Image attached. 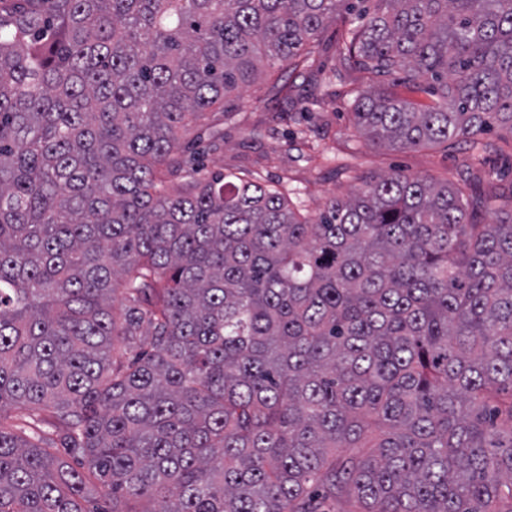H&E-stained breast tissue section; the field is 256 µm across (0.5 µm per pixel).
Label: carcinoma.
I'll list each match as a JSON object with an SVG mask.
<instances>
[{"mask_svg": "<svg viewBox=\"0 0 512 512\" xmlns=\"http://www.w3.org/2000/svg\"><path fill=\"white\" fill-rule=\"evenodd\" d=\"M336 2L0 0V512H512V210L183 169ZM344 2L372 145L512 131V0Z\"/></svg>", "mask_w": 512, "mask_h": 512, "instance_id": "obj_1", "label": "carcinoma"}]
</instances>
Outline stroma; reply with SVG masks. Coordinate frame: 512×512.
<instances>
[{
    "mask_svg": "<svg viewBox=\"0 0 512 512\" xmlns=\"http://www.w3.org/2000/svg\"><path fill=\"white\" fill-rule=\"evenodd\" d=\"M344 4L313 39L318 69L288 73L264 63L259 78L225 102L211 124L186 132L182 157L207 172L250 173L280 184L292 208L316 217L334 196L346 197L362 180L400 172L428 180L467 182L473 194L512 207V132L479 135V147L443 144L417 149L378 148L357 132L344 101L360 73H334L336 35L348 28Z\"/></svg>",
    "mask_w": 512,
    "mask_h": 512,
    "instance_id": "obj_1",
    "label": "stroma"
}]
</instances>
